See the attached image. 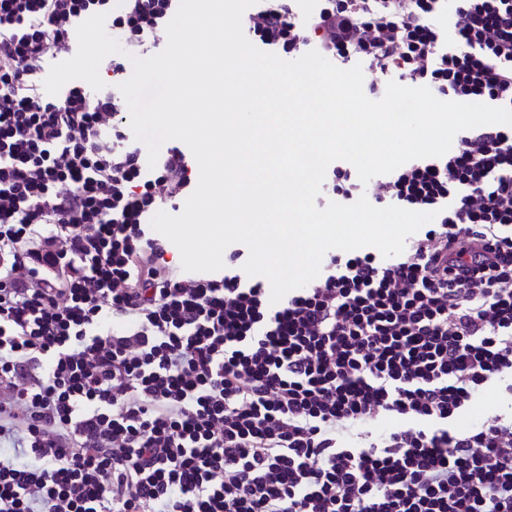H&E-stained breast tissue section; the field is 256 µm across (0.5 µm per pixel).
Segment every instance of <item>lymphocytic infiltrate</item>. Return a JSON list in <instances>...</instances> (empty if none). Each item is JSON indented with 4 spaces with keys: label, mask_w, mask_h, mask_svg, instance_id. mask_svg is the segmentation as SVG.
Returning <instances> with one entry per match:
<instances>
[{
    "label": "lymphocytic infiltrate",
    "mask_w": 512,
    "mask_h": 512,
    "mask_svg": "<svg viewBox=\"0 0 512 512\" xmlns=\"http://www.w3.org/2000/svg\"><path fill=\"white\" fill-rule=\"evenodd\" d=\"M179 0H0V512H512V126L459 132L362 193L337 161L317 201L434 213L382 258L328 255L278 303L191 279L147 235L194 160L148 166L107 88H41L96 13L156 54ZM448 14L447 28L433 19ZM259 49L375 62L455 102L512 107V0H258ZM48 230L58 251L37 239ZM507 405L508 401L505 400V396L490 394L474 406L468 420L471 423L477 422L482 417L491 415L497 410L507 407Z\"/></svg>",
    "instance_id": "lymphocytic-infiltrate-1"
}]
</instances>
